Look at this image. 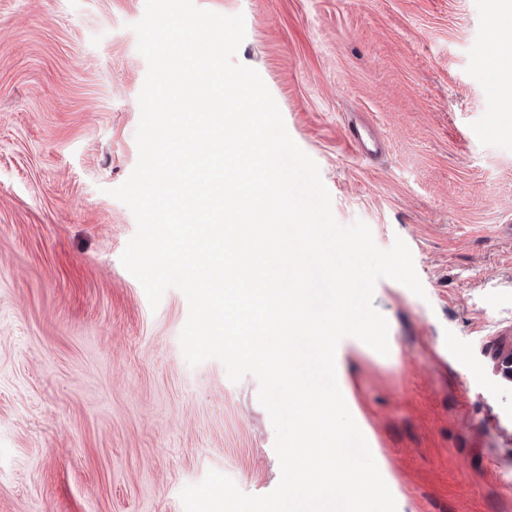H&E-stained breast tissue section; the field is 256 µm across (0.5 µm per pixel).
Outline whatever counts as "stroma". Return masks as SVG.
Returning a JSON list of instances; mask_svg holds the SVG:
<instances>
[{
    "label": "stroma",
    "instance_id": "35a3bbf8",
    "mask_svg": "<svg viewBox=\"0 0 512 512\" xmlns=\"http://www.w3.org/2000/svg\"><path fill=\"white\" fill-rule=\"evenodd\" d=\"M243 14L256 69L336 220L410 248L379 280L388 355L341 340V392L397 512H512V115L492 110L495 0H195ZM145 0H0V512H184L208 471L281 469L248 375L190 366L181 291L151 308L110 196L138 160ZM383 143L356 155L350 125Z\"/></svg>",
    "mask_w": 512,
    "mask_h": 512
}]
</instances>
